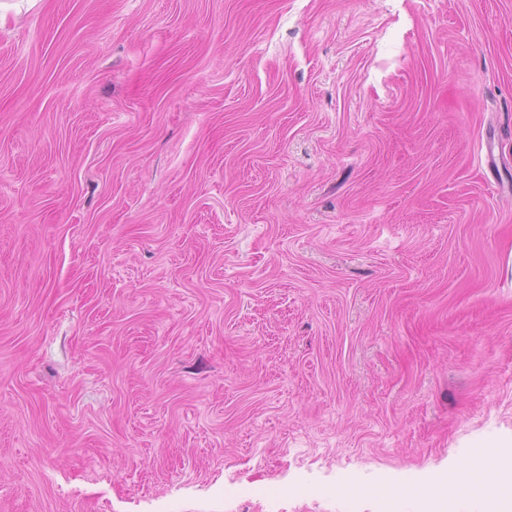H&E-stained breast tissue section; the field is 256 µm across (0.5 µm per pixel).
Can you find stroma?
I'll return each mask as SVG.
<instances>
[{
	"mask_svg": "<svg viewBox=\"0 0 512 512\" xmlns=\"http://www.w3.org/2000/svg\"><path fill=\"white\" fill-rule=\"evenodd\" d=\"M14 2L0 512H420L375 488L497 455L512 0Z\"/></svg>",
	"mask_w": 512,
	"mask_h": 512,
	"instance_id": "35a3bbf8",
	"label": "stroma"
}]
</instances>
